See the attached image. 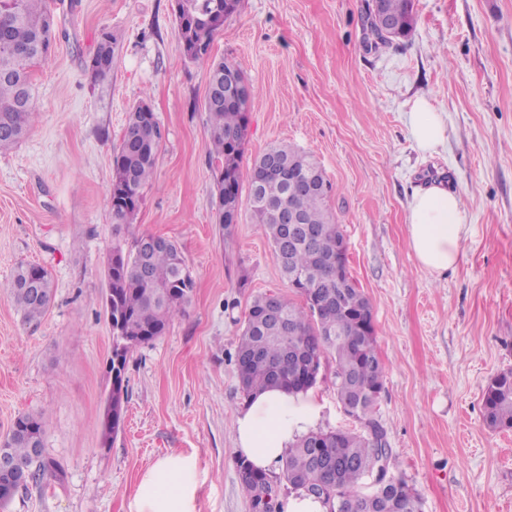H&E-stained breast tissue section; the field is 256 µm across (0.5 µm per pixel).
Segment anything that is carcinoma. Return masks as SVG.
<instances>
[{"instance_id": "cac0c4a2", "label": "carcinoma", "mask_w": 512, "mask_h": 512, "mask_svg": "<svg viewBox=\"0 0 512 512\" xmlns=\"http://www.w3.org/2000/svg\"><path fill=\"white\" fill-rule=\"evenodd\" d=\"M241 0H175V34L183 55L210 61L216 83L208 112L211 159L214 165L216 223L230 232L241 220L242 209L264 226L284 278L297 303L284 294L256 296L245 318L235 352V368L245 396L281 387L306 393L317 383L315 368L326 356L335 362L336 397L363 425V431H311L284 452L282 477L288 492L306 493L324 504L340 505L339 512H421L418 494L401 473L387 475L369 493L358 491L360 480L396 454L376 416L384 367L376 349L371 304L357 287L348 261L336 265V252L344 240L341 224L328 206L331 185L321 168L303 151L277 144L257 157L243 172L244 144L249 112L256 97L247 77L228 60L211 59L215 34L235 14ZM379 13L392 21L388 34L376 26L372 3L367 22L374 44L407 38L415 24L414 0H380ZM54 37V19L47 0H0V149L17 145L26 135L35 112L31 68L48 54ZM93 57L101 62L95 79L112 71L115 38L101 32ZM234 71L244 93L227 100L224 72ZM143 104L130 109L120 142L112 150V184L106 204L112 214V249L105 275L104 307L112 318V388L101 422L104 444H109L123 422L127 388L124 374L131 354L162 335L190 301L193 280L177 244L157 245L143 235L126 245L142 191L154 176L162 139L160 123ZM292 207L302 223L316 234L288 239L286 225L276 220L281 208ZM9 293L22 321L40 320L53 300L49 271L34 263H20L9 283ZM278 303L284 327L263 321L268 301ZM484 419L492 429H512V369L496 375L483 394ZM45 424L40 414L18 416L10 432L0 439V450L12 461L28 464L18 480L0 469V504L14 492L36 485L46 471ZM240 479L250 512H282L279 488L273 477L259 473L244 460Z\"/></svg>"}]
</instances>
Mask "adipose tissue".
Instances as JSON below:
<instances>
[{"label": "adipose tissue", "instance_id": "adipose-tissue-1", "mask_svg": "<svg viewBox=\"0 0 512 512\" xmlns=\"http://www.w3.org/2000/svg\"><path fill=\"white\" fill-rule=\"evenodd\" d=\"M408 132L418 150L434 153L447 141L440 113L416 99L407 116ZM410 248L421 268L444 275L460 259V242L469 231L459 197L444 183L417 189L407 217ZM319 408L306 394L268 389L246 399L234 420L240 454L255 468L272 472L289 443L310 429ZM199 467L195 455L173 452L144 472L134 496V512H197Z\"/></svg>", "mask_w": 512, "mask_h": 512}]
</instances>
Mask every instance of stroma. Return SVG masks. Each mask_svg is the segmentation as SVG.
Returning <instances> with one entry per match:
<instances>
[{"label": "stroma", "instance_id": "1", "mask_svg": "<svg viewBox=\"0 0 512 512\" xmlns=\"http://www.w3.org/2000/svg\"><path fill=\"white\" fill-rule=\"evenodd\" d=\"M50 7L55 45L32 72V127L0 151V438L19 415L44 413L51 468L0 512H134L141 474L171 451L199 459L198 512H250L234 355L253 298L289 287L250 214L228 233L215 222L208 63L183 56L174 0ZM414 12L408 38L372 48L365 0H241L211 54L259 92L244 165L288 143L332 185L385 367L378 418L422 512H512V431L483 418L487 384L512 368V0H414ZM104 28L118 47L96 85L86 63ZM419 96L448 126L434 154L409 138ZM141 102L163 139L130 235L174 241L195 286L184 313L130 357L123 424L106 445V198L112 148ZM432 180L458 193L469 224L459 265L442 276L418 265L406 223L414 190ZM21 262L52 274L54 300L36 323L6 288ZM310 395L315 430L360 431L336 399L333 359Z\"/></svg>", "mask_w": 512, "mask_h": 512}]
</instances>
